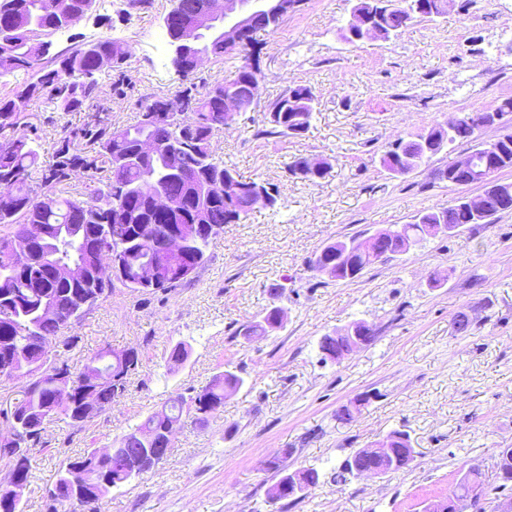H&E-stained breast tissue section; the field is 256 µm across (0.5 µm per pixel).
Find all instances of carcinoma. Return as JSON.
<instances>
[{
    "label": "carcinoma",
    "mask_w": 512,
    "mask_h": 512,
    "mask_svg": "<svg viewBox=\"0 0 512 512\" xmlns=\"http://www.w3.org/2000/svg\"><path fill=\"white\" fill-rule=\"evenodd\" d=\"M208 0H173L171 13L180 18H191L201 11ZM356 0L354 10L374 13L378 35L374 39L387 42L397 35L405 23L408 11L414 8L412 0ZM427 17H438L454 7L456 0H419ZM96 0H0V77L18 70L38 68L37 77L17 86L0 97V364L12 371H23L39 360L42 346L52 340L70 351L75 337L65 335L70 318L47 319L41 310L55 305L69 314L81 313L101 298L112 294L114 281L99 275L103 248L119 254L125 261L124 277L119 283L132 295L173 291L191 281L189 277L168 279L158 288L140 285L137 268L147 258L158 254L160 241L171 229L187 225L184 217L162 220L152 210L154 196L159 190H173L187 196V212L203 224L224 229L226 224H239L253 210L250 194L253 189H276L272 183L259 178L243 179L212 149V139L224 129V89L238 87V93L247 97L248 86L260 82L259 69L250 62L247 50L231 52L224 44L205 41L204 51L215 57L235 55L241 65L230 72L224 81L207 86L196 83L192 61L174 63L181 86L165 97L145 101L141 119L131 127L112 126L106 118L96 114L84 127L64 133L56 142L55 160L46 169L38 168L39 148L37 127L28 121L24 106L31 100L43 99L59 112H75L94 106L98 99V76L101 62L107 60L119 72L118 82L134 85L125 74L124 65L132 56L126 42L103 37L96 42L75 46L65 52L46 58L50 42L47 38L64 27L68 18L77 19L92 11ZM316 95L309 85H298L289 90L271 107L277 119L265 117V135L299 138L310 128L315 112ZM484 128L483 113L467 112L458 117L455 131L443 127L432 128L415 139L399 141L387 151L382 166L390 173L405 165L415 171L445 147L456 142L472 143L470 154L474 165L497 176L512 169V134L495 140L494 150L484 149V143L475 142V133ZM147 137L164 144L177 141L182 145L176 161L165 155L144 159L140 155L141 139ZM305 160L288 164L289 175L315 181L330 172L326 162L317 168H303ZM76 170L86 172L88 182L96 183L103 171L118 177L129 186L122 198L102 199L98 190H92L87 200H71L58 193ZM234 176L237 194L229 199L211 189V184ZM498 193L507 199L499 209L493 207L476 218L455 199L448 207H439L419 215L412 224H398L377 231L364 239L352 237L325 244L316 252L321 263L331 266L332 278L347 281L350 268H366L392 259L439 234V226L451 235L466 224H487L489 218L512 210V183L498 182ZM26 236L32 241V251L18 254L11 248L14 238ZM210 237L191 238L185 246L182 262L197 263L205 255ZM51 256L55 262L72 267L67 279L52 275L42 258ZM275 307L265 310L259 319L242 327L238 334L251 341L266 336L282 327ZM355 348L349 337L327 334L320 341L323 351L349 353ZM118 358L123 366L121 391H126L129 377L140 364L139 352ZM99 363L105 368L113 361L104 358V351L92 353L82 369L66 367V376L60 369L47 366L33 375L22 397L0 415L14 416L19 422L17 439L9 446L28 445L27 437H37L42 444V433L48 421L58 419L72 428L83 429L87 422L112 406L118 397L112 379L89 382L85 370ZM243 377L226 370L197 394L185 399L178 394L161 411L147 416L131 431L115 440L119 457H99L90 449L83 456L68 462L58 472L57 483L67 474L79 471L88 477L84 486L86 503H78L80 512H98L102 497L113 488L132 481L134 471L148 473L161 462L171 448L164 432L177 425L184 406L210 414L224 405V395L239 390ZM375 452L364 448L354 450L331 474L334 482H345L357 476L362 467L395 472L406 469L415 458L410 435L393 430L371 444ZM31 455L22 454L5 462L7 472L0 479V512H23L22 497L10 496L13 488L25 490L31 478ZM270 468L281 473L272 494L281 499L290 497L288 485L315 487L320 473L314 468L293 474L280 468L276 461ZM502 480L498 490L507 489L512 481V448L499 451L494 463ZM488 496L482 473L473 470L457 485L451 498L456 502L454 512H485Z\"/></svg>",
    "instance_id": "obj_1"
}]
</instances>
